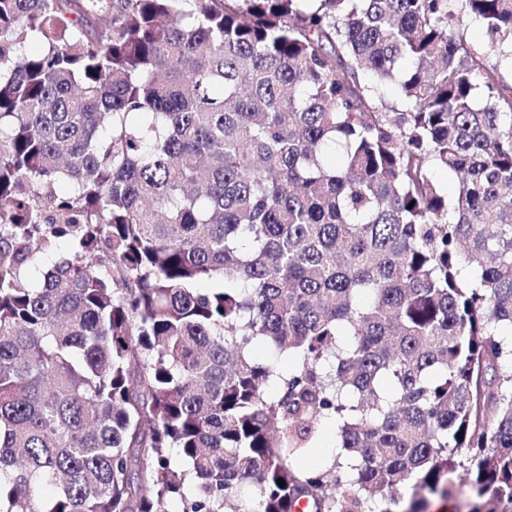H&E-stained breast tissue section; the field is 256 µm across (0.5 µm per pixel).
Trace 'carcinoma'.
<instances>
[{
  "instance_id": "carcinoma-1",
  "label": "carcinoma",
  "mask_w": 512,
  "mask_h": 512,
  "mask_svg": "<svg viewBox=\"0 0 512 512\" xmlns=\"http://www.w3.org/2000/svg\"><path fill=\"white\" fill-rule=\"evenodd\" d=\"M504 61L512 0H0V512H512ZM336 445V428L332 425H324L314 448H311L309 460L313 463L320 461L328 453V450L336 448ZM471 499L466 491V487L453 489V496L448 500L438 497H430L427 512H470ZM445 507V511H440Z\"/></svg>"
}]
</instances>
